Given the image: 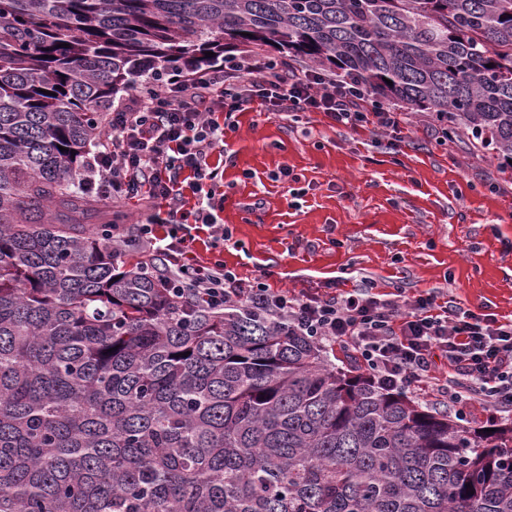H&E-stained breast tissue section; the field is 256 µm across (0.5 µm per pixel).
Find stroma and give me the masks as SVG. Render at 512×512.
<instances>
[{
	"mask_svg": "<svg viewBox=\"0 0 512 512\" xmlns=\"http://www.w3.org/2000/svg\"><path fill=\"white\" fill-rule=\"evenodd\" d=\"M236 120L217 189L222 257L241 277L266 271L271 287L298 292L365 277L512 319V174L467 134L416 126L397 152L388 135L319 112Z\"/></svg>",
	"mask_w": 512,
	"mask_h": 512,
	"instance_id": "obj_1",
	"label": "stroma"
}]
</instances>
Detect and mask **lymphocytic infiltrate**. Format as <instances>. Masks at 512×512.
<instances>
[{
    "label": "lymphocytic infiltrate",
    "instance_id": "f902f5d3",
    "mask_svg": "<svg viewBox=\"0 0 512 512\" xmlns=\"http://www.w3.org/2000/svg\"><path fill=\"white\" fill-rule=\"evenodd\" d=\"M143 84L123 89L98 112L103 133L81 172L112 202L139 208L135 239L112 227V246L136 242L148 274L178 301L221 310L240 306L328 347L345 348L384 387L449 403L456 414L479 408L512 413V321L439 302L435 293H379L364 279L353 288L327 282L313 292L274 288L266 275L241 278L223 260L188 257L193 225L216 231L223 198L205 189L219 171L210 163L236 131L239 112H320L336 125L392 134L401 143L409 112L372 102L353 81L318 72L293 73L264 54L231 55L188 71L144 62Z\"/></svg>",
    "mask_w": 512,
    "mask_h": 512
}]
</instances>
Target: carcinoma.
<instances>
[{
    "mask_svg": "<svg viewBox=\"0 0 512 512\" xmlns=\"http://www.w3.org/2000/svg\"><path fill=\"white\" fill-rule=\"evenodd\" d=\"M229 48L512 169V0H0V512H512V422L467 431L286 325L187 310L87 223L93 113L145 60Z\"/></svg>",
    "mask_w": 512,
    "mask_h": 512,
    "instance_id": "obj_1",
    "label": "carcinoma"
}]
</instances>
